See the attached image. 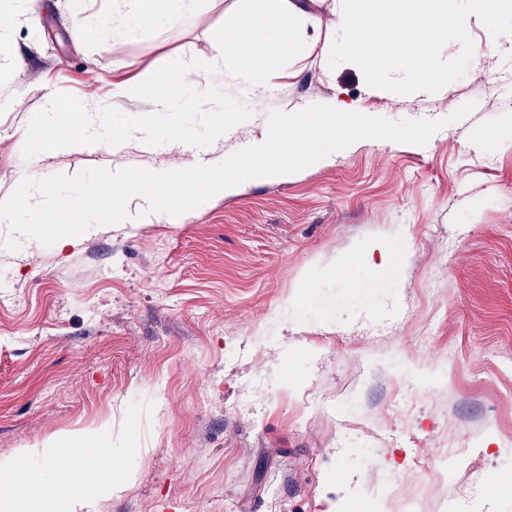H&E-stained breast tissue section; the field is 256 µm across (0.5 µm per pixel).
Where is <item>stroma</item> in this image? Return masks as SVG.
I'll return each instance as SVG.
<instances>
[{
	"label": "stroma",
	"instance_id": "35a3bbf8",
	"mask_svg": "<svg viewBox=\"0 0 512 512\" xmlns=\"http://www.w3.org/2000/svg\"><path fill=\"white\" fill-rule=\"evenodd\" d=\"M12 4L0 95L23 104L0 112V201L34 173L188 167L156 142L152 77L187 53L207 70L228 17L271 0H202L114 47L99 27L117 0ZM337 9L316 0L317 28L270 59L271 90L230 68L185 90L193 109L174 99L189 143L224 157L266 137L270 111L339 99L392 121L475 109L423 146L361 139L290 181L244 182L180 224L0 247V461L108 420L113 448L136 452L90 512H512V50L487 48L475 16L484 53L462 78L370 88L328 65ZM115 81L140 92L112 99ZM50 113L69 147L40 135ZM88 121L115 150L79 146Z\"/></svg>",
	"mask_w": 512,
	"mask_h": 512
}]
</instances>
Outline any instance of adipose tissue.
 Returning <instances> with one entry per match:
<instances>
[{
	"mask_svg": "<svg viewBox=\"0 0 512 512\" xmlns=\"http://www.w3.org/2000/svg\"><path fill=\"white\" fill-rule=\"evenodd\" d=\"M124 12L121 22H103L99 37L105 45H116L126 39L132 28L143 19L176 20L193 14L199 0H122ZM312 0H278L276 11L287 14L289 26L280 29L269 18L253 16L250 10H243L227 23L224 29V43L236 56L242 80L253 89H268L271 76L266 69L251 64L248 46L260 45L265 53L288 46L307 27L315 26L317 17L311 8ZM224 58L216 56L207 72H199L192 57H182L174 70L160 74L155 79L154 106L156 111L169 109L174 87H200L202 82L220 83L224 80ZM52 446L56 453L70 457L71 465L60 471L49 467L27 466L23 457L29 456V449L18 452L16 461L0 466V512H24L25 502L31 491L45 483L68 495L75 505L88 503L90 498L111 496L121 491L126 473L120 462L122 453L107 448L79 446L75 436L64 434L56 437Z\"/></svg>",
	"mask_w": 512,
	"mask_h": 512,
	"instance_id": "1",
	"label": "adipose tissue"
}]
</instances>
